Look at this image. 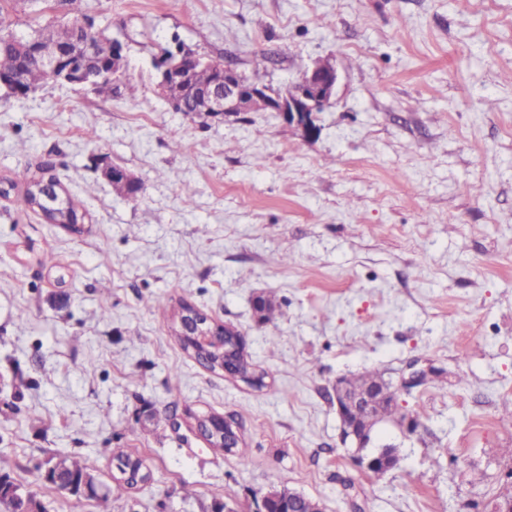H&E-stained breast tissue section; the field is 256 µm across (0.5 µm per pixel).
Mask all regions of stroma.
Returning a JSON list of instances; mask_svg holds the SVG:
<instances>
[{
	"instance_id": "stroma-1",
	"label": "stroma",
	"mask_w": 512,
	"mask_h": 512,
	"mask_svg": "<svg viewBox=\"0 0 512 512\" xmlns=\"http://www.w3.org/2000/svg\"><path fill=\"white\" fill-rule=\"evenodd\" d=\"M81 13L121 44L136 94L0 92V187L51 161L87 213L74 234L0 196L13 477L46 512H98L37 466L89 454L106 487L125 448L153 478L113 495L112 512H256L274 487L321 512H496L512 485V0H83ZM72 16L64 0H11L0 24L21 35ZM178 49L279 91L330 61L339 82L317 137L276 112L175 111L156 82ZM106 162L140 182L139 205ZM268 293L279 309L262 324L252 299ZM183 297L242 334L262 388L183 350L156 310ZM414 360L436 373L399 395L414 431L377 428L400 461L373 477L342 440L333 386L395 380ZM238 409L236 452L193 433Z\"/></svg>"
}]
</instances>
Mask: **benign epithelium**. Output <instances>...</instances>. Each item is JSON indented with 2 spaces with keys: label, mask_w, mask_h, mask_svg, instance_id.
<instances>
[{
  "label": "benign epithelium",
  "mask_w": 512,
  "mask_h": 512,
  "mask_svg": "<svg viewBox=\"0 0 512 512\" xmlns=\"http://www.w3.org/2000/svg\"><path fill=\"white\" fill-rule=\"evenodd\" d=\"M83 38L75 50L65 52L56 46L40 45L34 41L25 48L43 66L59 71L69 84L93 86L105 78L106 72L97 66V61L110 55L118 56L122 48L119 43L106 38L93 24L83 19L77 23ZM214 79L210 85L194 86L189 57L169 55L160 66L159 94L180 112H193L207 117H224L229 113L251 108L272 109L282 113L288 123L300 127L308 136L316 130L315 114L329 105L336 89L338 75L335 68L314 65L307 75L288 88L285 95L271 99L263 90L244 84L236 72L219 62H210ZM408 377L401 378L400 386L411 388L425 381L429 371L417 367V362L408 365ZM396 400V394L386 388H364L359 393L346 390L344 381L336 380L332 402L343 428V440L353 442L358 465L366 472L373 468H387L388 452L382 448L367 451L376 431L375 410L382 400ZM302 494L290 489L277 494L261 496L256 512H268L267 500L285 504L286 512H301L299 502ZM8 512H37L29 501V494L14 490L7 496Z\"/></svg>",
  "instance_id": "1"
}]
</instances>
